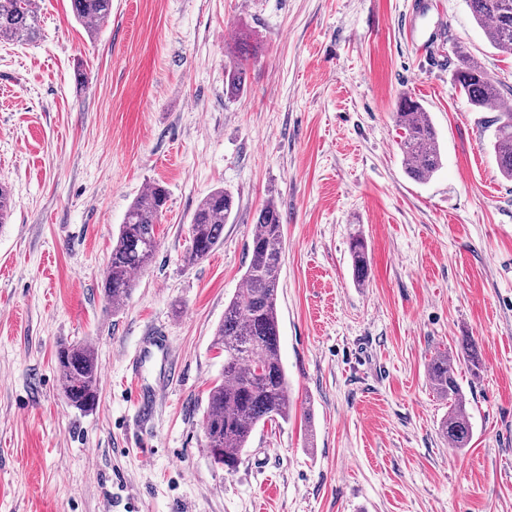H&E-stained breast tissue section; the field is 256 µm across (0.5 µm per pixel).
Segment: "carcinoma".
Segmentation results:
<instances>
[{
  "label": "carcinoma",
  "instance_id": "cac0c4a2",
  "mask_svg": "<svg viewBox=\"0 0 512 512\" xmlns=\"http://www.w3.org/2000/svg\"><path fill=\"white\" fill-rule=\"evenodd\" d=\"M74 16L90 36L108 22L112 0H70ZM476 24L496 49L512 54V0H466ZM39 0H0V41L36 40L40 33ZM250 55L249 44L239 42L237 61L225 79V91L235 96L243 88ZM454 80L471 105L488 108L501 101L505 106L494 120L491 146L501 173L512 179V106L499 83L488 79L483 67L467 55H459ZM402 130L400 150L407 175L424 182L442 166L437 131L424 106L404 97L393 113ZM166 189L156 183L128 208L106 265L102 288L112 309H119L135 287L134 273L154 258L158 240L156 228L167 203ZM234 200L230 192L217 188L198 204L189 228L187 259H206L220 244L224 224ZM285 236L283 220L275 201L267 199L259 209L251 242L243 288L224 305L222 320L214 335L217 348L224 351V371L209 390L204 412V429L209 453L218 454L227 470L236 469L256 427L267 421L286 420L292 400L288 376L280 355L277 309L278 282ZM350 255L356 282L369 275L367 242L355 236ZM462 353L472 375L482 370L477 345L463 340ZM61 373V390L69 407L89 412L98 402V361L94 349L85 343L61 346L56 354ZM428 381L437 398L448 404L441 434L454 448H466L471 441L470 417L448 355L438 353L428 363Z\"/></svg>",
  "mask_w": 512,
  "mask_h": 512
}]
</instances>
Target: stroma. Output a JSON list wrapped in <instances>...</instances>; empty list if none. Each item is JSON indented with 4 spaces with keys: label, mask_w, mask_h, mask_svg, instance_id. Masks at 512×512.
Here are the masks:
<instances>
[{
    "label": "stroma",
    "mask_w": 512,
    "mask_h": 512,
    "mask_svg": "<svg viewBox=\"0 0 512 512\" xmlns=\"http://www.w3.org/2000/svg\"><path fill=\"white\" fill-rule=\"evenodd\" d=\"M112 0L96 37L70 0H40L43 34L0 41V512H512V180L490 148L493 109L453 81L459 52L512 90L465 0ZM256 53L227 97L239 36ZM84 83H77V75ZM422 102L442 167L415 182L392 114ZM168 201L151 265L119 309L101 281L125 213L149 186ZM224 188V240L187 261L199 201ZM284 224L280 354L288 420L259 425L236 470L214 467L203 429L224 366L214 332L242 285L256 214ZM369 249L354 281L353 235ZM168 337L131 373L142 337ZM471 338L483 361L461 354ZM100 367L93 411L69 408L59 345ZM447 354L469 447L427 366ZM156 388L137 414L131 383ZM428 381L437 398L448 404V415L441 424V434L454 448H466L471 441L470 417L448 355L438 353L428 363Z\"/></svg>",
    "instance_id": "obj_1"
}]
</instances>
